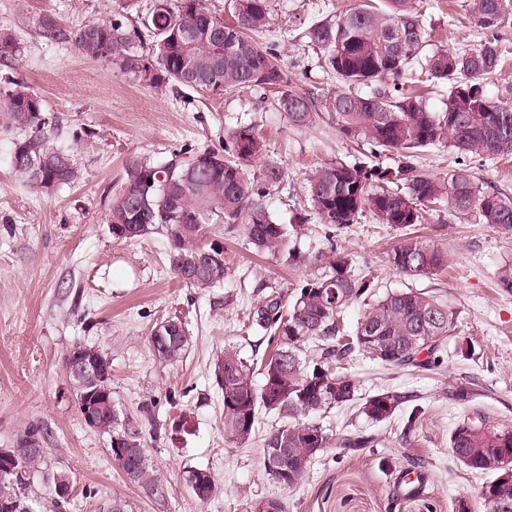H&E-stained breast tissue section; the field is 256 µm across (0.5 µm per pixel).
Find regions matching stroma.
I'll use <instances>...</instances> for the list:
<instances>
[{
	"label": "stroma",
	"instance_id": "35a3bbf8",
	"mask_svg": "<svg viewBox=\"0 0 512 512\" xmlns=\"http://www.w3.org/2000/svg\"><path fill=\"white\" fill-rule=\"evenodd\" d=\"M361 0H269L270 24L257 37L280 55L292 89L323 97L340 82L305 48L315 21L344 14ZM122 0H0V33L16 45L0 58V86L27 83L42 99L51 145L70 154L74 183L51 193L30 189L15 174L11 154L23 130L0 122V448L14 447L31 427L44 433L45 458L28 473L25 493L37 512H254L276 498L288 512H453L468 498L484 512L478 492L487 477L458 461L449 436L460 420H482L512 430V291L496 286L504 260L512 258V233L473 217L431 211L419 237L437 250L444 269L429 277L393 270L388 254L399 232L370 214L331 229L296 224L310 209L306 178L316 166L342 160L374 165L368 144L337 133L328 119L294 126L263 91L224 94L168 86L156 93L135 74L78 54L72 44L46 37L52 19L71 31L122 12ZM433 47L475 48L481 36L470 23L467 0H412ZM255 127L269 159L284 170L264 203L281 223L296 226L293 243L304 264L261 256L241 227L207 225L224 243L228 274L205 290L187 287L171 273L164 234L120 240L108 223L113 195L129 158L164 162L187 148L223 150L227 131ZM471 174L512 196V157H468ZM337 245L356 274L370 278L376 296L412 288L447 303L453 329L434 366L399 369L354 354L347 361L359 397L381 390L403 396L392 419L366 418L358 404L331 410L327 429L363 431L373 447L336 459L333 449L316 456L303 483L288 489L262 466L264 439L280 422L264 413L255 437L234 446L224 441L222 403L214 368L226 345L261 361L271 351L267 332L252 325L255 307L321 275V258ZM180 316L191 336L185 355L162 361L148 348L153 327ZM104 353L112 368V400L123 429L135 433L149 464L150 481L131 479L111 459L110 437L89 428L72 398L63 369L76 344ZM458 387L469 402L450 400ZM184 430H177L179 418ZM214 475L219 489L199 501L186 483L188 471ZM425 472L424 490L407 495L397 481L407 471ZM66 475V496L53 477Z\"/></svg>",
	"mask_w": 512,
	"mask_h": 512
}]
</instances>
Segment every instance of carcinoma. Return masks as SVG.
Listing matches in <instances>:
<instances>
[{
    "label": "carcinoma",
    "mask_w": 512,
    "mask_h": 512,
    "mask_svg": "<svg viewBox=\"0 0 512 512\" xmlns=\"http://www.w3.org/2000/svg\"><path fill=\"white\" fill-rule=\"evenodd\" d=\"M231 2L230 24L213 16L203 0H153L138 29L116 19L89 21L70 32L69 39L83 57L135 73L158 92L172 84L211 91L217 82L225 91L274 88L276 108L293 125L307 127L325 114L342 137L354 142L364 139L372 153L397 158L393 166L335 161L313 170L307 178L311 211L300 219L302 224L340 227L368 212L380 224L407 230L424 223L429 208L443 206L512 232V196L484 187L464 166L431 177L418 172L411 161L415 153L436 144L462 157L512 155V104L491 99L483 87L484 77L501 62L499 31L512 17V0H468V18L483 34L481 43L468 50L424 51V24L408 0H392L386 12L365 4L314 23L307 32L308 48L343 82L317 103L310 94L289 88L275 50L253 38L269 25L268 0ZM190 32L200 37L189 56L185 42ZM144 40L149 41L148 54L134 53L135 42ZM415 63L420 67L416 81L449 84L444 111H429L423 97L403 89L401 81ZM186 66L199 80L184 78ZM0 112L10 125L29 130L14 144L11 165L30 187L51 192L76 180L70 155L50 146L45 137L43 101L29 86L7 81L0 89ZM265 151L254 126L243 124L227 134L224 152H194L210 158L204 168L172 171L167 161L130 158L124 182L112 199V235L124 238L130 222L147 225L146 236L164 232L172 274L197 289L212 288L227 275L223 263L212 271L196 266L194 260V255L209 249L204 230L215 216L225 224L242 225L256 250L290 264L303 262L291 247L288 226L262 202L266 190L281 183V166L264 162L259 185L247 175V167ZM160 172L165 174L161 181ZM388 263L404 275L428 277L443 265V257L406 233L388 254ZM369 292L371 280L355 275L348 256L333 247L324 258L323 273L305 280L288 305L273 296L253 313L255 324L276 341L274 351L259 366L231 345L216 363L225 442L237 446L249 442L263 411L282 421L265 438L262 457L265 473L282 486L292 488L303 481L314 459L313 446L351 451L375 442L372 436L350 431L331 435L310 420L356 399V384L342 372L351 354L360 352L389 366L423 368L426 362L417 356L423 351L435 354L454 325L450 306L409 289L375 300L353 334L344 335L341 312ZM310 341L317 345L307 357L303 348ZM189 342V330L179 319L158 325L149 337L150 350L163 361L180 358ZM106 389L96 402L98 420L112 428V435L126 437L128 433L118 432L111 384ZM400 403L398 395L379 391L365 398L360 410L368 419L383 422L395 415ZM449 447L462 449L465 466L492 476L480 492L485 512H497L501 496L512 500V485L496 484L497 473L486 464L487 456L498 452L509 457L506 464L512 466V431H494L467 418L451 432ZM42 458L41 453H29L21 470L0 469V495L7 492L28 500L22 492L24 474L37 470ZM189 475L196 482L193 494L207 501L216 490L212 474L194 469Z\"/></svg>",
    "instance_id": "obj_1"
}]
</instances>
